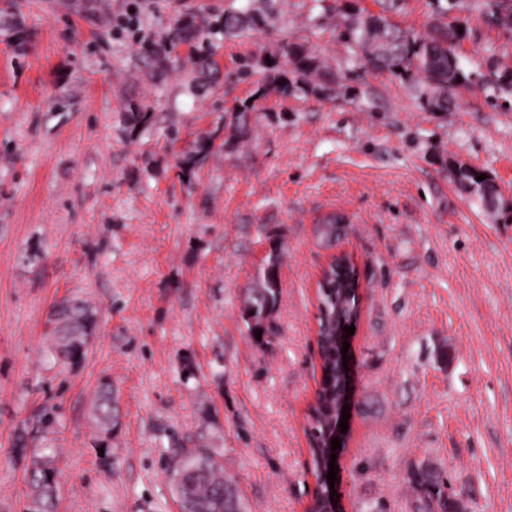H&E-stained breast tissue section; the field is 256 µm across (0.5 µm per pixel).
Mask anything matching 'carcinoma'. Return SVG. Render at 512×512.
Here are the masks:
<instances>
[{
    "label": "carcinoma",
    "mask_w": 512,
    "mask_h": 512,
    "mask_svg": "<svg viewBox=\"0 0 512 512\" xmlns=\"http://www.w3.org/2000/svg\"><path fill=\"white\" fill-rule=\"evenodd\" d=\"M386 12L365 13L351 0H336V17L339 18L338 38L352 50L367 67L387 71L401 80L423 84L430 90L426 105L439 111L448 110V89L471 83V75L461 68L456 45L461 40L459 24L451 20L440 21L423 33L408 34L387 16L399 8L401 0H385ZM473 11L485 13L494 9L495 20L508 30L512 29V0H472ZM264 26L258 14H230L224 17V30L239 34H252ZM282 54L293 64L294 73L304 78L318 70L315 58L303 49L286 42ZM483 170L467 163L455 167V176L470 190L479 205H484L485 194L494 189L493 179L482 181L477 176ZM281 255L277 245H272L267 261L247 289L241 316L250 337L262 330L260 347L272 343L273 316L280 300ZM357 279L353 266L336 262L329 269L318 288V336L322 350V387L318 400L309 415V431L315 484L324 485V474L329 459L325 448L336 437V404L341 382L339 352L336 348V331L341 324L358 319L359 311L353 292ZM54 323L50 354L64 362H72L85 343L93 324L92 311L79 300H65L57 304L51 314ZM93 421L103 430H112V388L101 383L90 407ZM184 461L183 475L174 497L184 512H247L234 479L224 474L223 456L211 448L175 452ZM56 471L45 463L34 474L38 488L33 498L32 512H51ZM410 483L415 491L426 494L427 512H466L458 501L448 500L445 477L427 467L412 473Z\"/></svg>",
    "instance_id": "carcinoma-1"
}]
</instances>
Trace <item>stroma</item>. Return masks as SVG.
Returning <instances> with one entry per match:
<instances>
[{
  "mask_svg": "<svg viewBox=\"0 0 512 512\" xmlns=\"http://www.w3.org/2000/svg\"><path fill=\"white\" fill-rule=\"evenodd\" d=\"M334 2L0 0V512H27L46 455L55 512H177L166 459L204 444L248 512H305L317 282L339 252L364 286L346 512H425L408 484L422 465L469 512H512V218L453 173L512 191V97L481 83L512 69V32L460 5L478 79L436 112L360 66ZM245 8L262 30L227 35ZM287 42L320 63L288 96L267 64ZM271 234L281 297L261 349L241 307ZM75 297L96 327L56 365L50 312ZM104 381L108 437L89 410ZM481 174H486L487 178L482 181H477V176ZM455 176L464 187L470 190L475 201L485 210H487V207L491 212H494L496 209L504 207L508 212L512 211V195L506 194L503 191H501L502 193L500 194L499 188L487 195L485 207V194L488 190L494 189V185L492 184L494 180L484 170L461 162L455 167Z\"/></svg>",
  "mask_w": 512,
  "mask_h": 512,
  "instance_id": "1",
  "label": "stroma"
}]
</instances>
